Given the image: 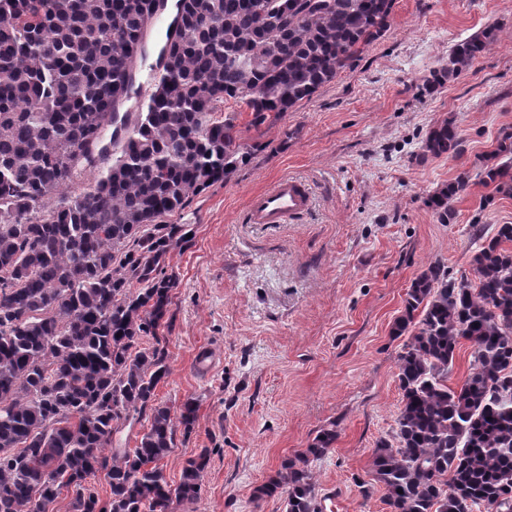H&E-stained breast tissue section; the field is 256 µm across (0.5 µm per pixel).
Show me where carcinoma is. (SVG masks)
I'll list each match as a JSON object with an SVG mask.
<instances>
[{"mask_svg": "<svg viewBox=\"0 0 512 512\" xmlns=\"http://www.w3.org/2000/svg\"><path fill=\"white\" fill-rule=\"evenodd\" d=\"M181 33L165 42L166 71L123 140L101 145L131 72L148 60L150 0H0V512H49L64 492L74 512H168L195 501L207 453L171 484L160 461L175 427L155 404L169 374L156 330L172 279L165 256L182 231L164 218L243 155L222 106L251 124L283 115L345 69L388 24L393 0H178ZM489 34L456 45L443 83L486 50ZM448 122L425 142L457 150ZM112 153L107 171L67 194L77 174ZM466 179L428 199L448 221ZM512 224L473 256L459 282L431 265L407 292L393 334L402 407L393 441L377 442L372 471L391 512H512ZM139 288H134V285ZM151 336L155 345L142 346ZM472 348L455 389L456 350ZM151 412L133 449L106 455L114 422ZM336 441L324 429L284 461L258 496L286 512H320L308 469ZM103 469L101 502L88 478Z\"/></svg>", "mask_w": 512, "mask_h": 512, "instance_id": "1", "label": "carcinoma"}]
</instances>
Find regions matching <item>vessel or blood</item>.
I'll use <instances>...</instances> for the list:
<instances>
[{
	"label": "vessel or blood",
	"instance_id": "1",
	"mask_svg": "<svg viewBox=\"0 0 512 512\" xmlns=\"http://www.w3.org/2000/svg\"><path fill=\"white\" fill-rule=\"evenodd\" d=\"M166 64L164 51H157L152 70L134 80V93L127 102L126 111H134L151 95L154 82L162 75ZM311 207V193L301 180L285 176L270 187L253 193L247 205V214L253 224H285L305 214Z\"/></svg>",
	"mask_w": 512,
	"mask_h": 512
}]
</instances>
